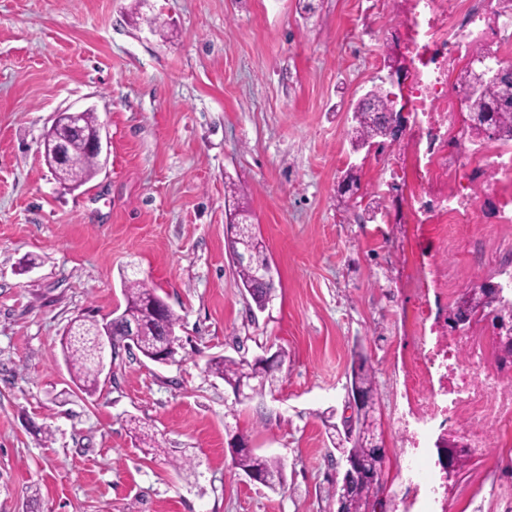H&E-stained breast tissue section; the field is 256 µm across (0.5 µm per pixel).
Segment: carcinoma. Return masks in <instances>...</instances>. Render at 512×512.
<instances>
[{"label":"carcinoma","mask_w":512,"mask_h":512,"mask_svg":"<svg viewBox=\"0 0 512 512\" xmlns=\"http://www.w3.org/2000/svg\"><path fill=\"white\" fill-rule=\"evenodd\" d=\"M392 91L378 87L375 90L374 102L362 106L354 112V125L351 131V147H360L387 139L386 126L383 120L384 110L391 102ZM484 101L501 106L498 112V134L496 139L512 141V67L504 68L501 79L489 86L483 95ZM98 125V117L94 112H88L84 119L83 131L71 136L69 151L74 162L56 167L55 176L66 188L81 187L88 183L101 167L98 159L87 153V141ZM233 213L245 220L241 225L238 238L229 241L230 253L248 252L256 260L266 261V247L261 236L259 225L252 222L251 214L245 209H235ZM236 274L240 287L247 293L259 299L271 292L269 288L252 286V269L244 264L236 265ZM123 295L125 308L118 317L110 320L113 333L123 335L126 323H135L141 333L131 341L142 356L155 362L159 360L160 352H165L168 359H173L177 353L179 337L175 334L178 317L169 309L162 307V299L155 289L148 286L143 279L126 277L123 280ZM500 303L483 290L469 289L457 302L452 312L488 311L497 309ZM100 327L95 320L80 319L71 327L72 336L63 345V353L69 368L71 379L76 387L87 395H93L100 384V374L91 351V335ZM361 365L352 372L348 382L352 388L369 399L365 409L358 413L356 430L345 437L330 434L333 447L348 458L360 459L368 471L382 474L384 458L375 455L371 449V437L375 430L374 410L378 401V383L372 365L367 363V357L359 356ZM212 374L222 378L224 384L232 388L239 381L245 370V361L233 358H219L208 365ZM229 453L236 469L245 474H282L281 462L257 453L253 448L238 450L231 448ZM332 496L343 499V512H368L370 501L377 496L375 487L368 481H358L349 486L334 487Z\"/></svg>","instance_id":"cac0c4a2"}]
</instances>
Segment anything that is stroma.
<instances>
[{
	"label": "stroma",
	"instance_id": "35a3bbf8",
	"mask_svg": "<svg viewBox=\"0 0 512 512\" xmlns=\"http://www.w3.org/2000/svg\"><path fill=\"white\" fill-rule=\"evenodd\" d=\"M151 0L170 39L133 0H0V512H331L355 348L376 370L388 451L384 498L405 467L393 412L412 406L414 351L401 317L418 302L419 259L446 267L456 302L500 280L512 224L459 225L440 249L419 229L407 189L377 191L389 167L360 168L361 224L336 183L354 162L345 112L376 81L386 53L407 56L401 0ZM90 109L109 136L87 184L63 188L40 142L57 112ZM248 191L275 272L258 311L228 251L224 183ZM138 274L179 318L180 346L161 364L118 348L94 395L73 384L62 340L74 319L124 309ZM285 358L264 399L235 403L211 359ZM160 446L191 455L177 470L144 454L130 418ZM284 465L277 489L250 482L230 432ZM487 428L448 512H495L511 484L512 447Z\"/></svg>",
	"mask_w": 512,
	"mask_h": 512
}]
</instances>
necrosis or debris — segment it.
Returning a JSON list of instances; mask_svg holds the SVG:
<instances>
[{
	"label": "necrosis or debris",
	"mask_w": 512,
	"mask_h": 512,
	"mask_svg": "<svg viewBox=\"0 0 512 512\" xmlns=\"http://www.w3.org/2000/svg\"><path fill=\"white\" fill-rule=\"evenodd\" d=\"M406 40L412 54L414 79L407 99L416 120L409 127L413 147L407 178L415 215L441 227L451 240L453 227L473 223L477 194L496 198V221L512 222V191L487 184L485 173L499 167L505 152L473 149L455 131V90L448 79L472 54L475 42L512 45V13L502 0H403ZM434 306L417 310V353L411 365V390L416 397L412 416L397 424L408 457L403 498L410 512H448V480L433 471L424 454L441 438L455 434L470 455L486 456L484 423H512V377L490 370L479 339L459 348L448 339L446 303L453 279L447 272L432 276Z\"/></svg>",
	"instance_id": "1"
}]
</instances>
